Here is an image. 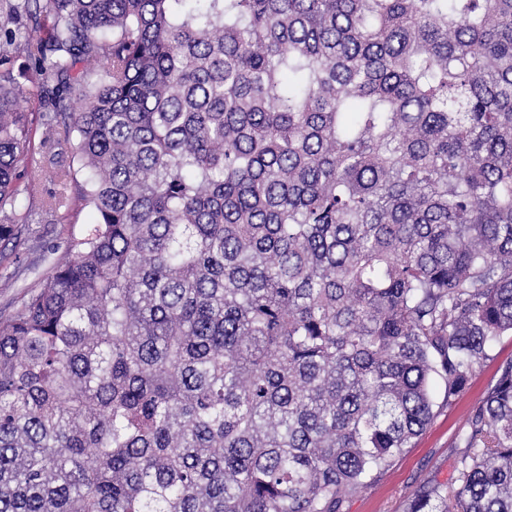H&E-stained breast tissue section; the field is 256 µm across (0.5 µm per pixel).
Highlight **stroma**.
<instances>
[{
	"instance_id": "obj_1",
	"label": "stroma",
	"mask_w": 512,
	"mask_h": 512,
	"mask_svg": "<svg viewBox=\"0 0 512 512\" xmlns=\"http://www.w3.org/2000/svg\"><path fill=\"white\" fill-rule=\"evenodd\" d=\"M86 214L75 215L68 223H51L40 214H33L29 223V242L18 252L22 266L35 267L43 274L48 265L42 250L51 246L63 250L70 234L79 233L87 222ZM35 274L12 277L10 270L0 266V313L15 312ZM512 361V336H505L495 345L491 357L474 373L468 390L452 404H435L434 416L411 448L397 457L365 488L350 497L343 512H405L410 500L423 486L451 483L455 461L461 451L458 437L467 427L470 414L480 404L485 391L494 383L498 368Z\"/></svg>"
}]
</instances>
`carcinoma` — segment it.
<instances>
[{
	"mask_svg": "<svg viewBox=\"0 0 512 512\" xmlns=\"http://www.w3.org/2000/svg\"><path fill=\"white\" fill-rule=\"evenodd\" d=\"M60 129L0 512H341L512 335V0H6L0 257ZM460 441L407 512H512V361ZM75 144V135L68 138L63 133V130L60 129L59 133L55 135L54 140L46 145L44 155L46 159L54 162L58 169L68 167ZM29 223V242L26 245L18 247L20 254V264L23 267L32 266L36 268L37 274H44L49 271L48 263L42 261V247L53 246L57 253H60L65 241L71 233L78 234L82 224L88 221L85 213L75 215L70 223H49L46 215L41 216L38 213L32 215ZM37 247H36V246ZM32 246H35L32 248Z\"/></svg>",
	"mask_w": 512,
	"mask_h": 512,
	"instance_id": "cac0c4a2",
	"label": "carcinoma"
}]
</instances>
